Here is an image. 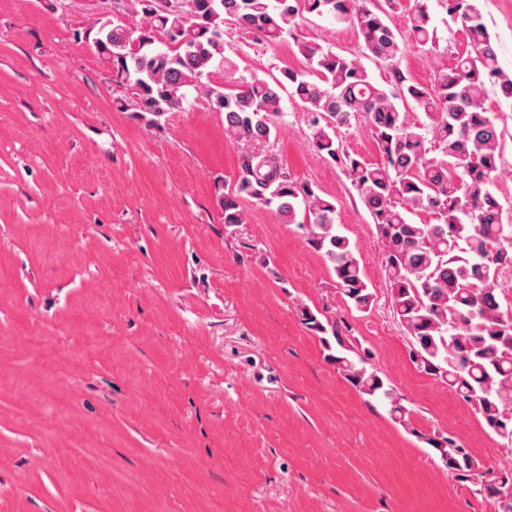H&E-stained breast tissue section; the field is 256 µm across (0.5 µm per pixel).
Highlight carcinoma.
Masks as SVG:
<instances>
[{"label":"carcinoma","instance_id":"1","mask_svg":"<svg viewBox=\"0 0 512 512\" xmlns=\"http://www.w3.org/2000/svg\"><path fill=\"white\" fill-rule=\"evenodd\" d=\"M460 26L471 51L421 84L392 70V88L378 85L363 57L391 63L403 46L388 24L398 0L370 8L366 0H113L115 13L84 32L116 78L131 91L120 108L148 127L184 108L194 92L224 113V133L239 147L238 175L219 196L224 224L247 223L239 200L274 207L283 224L308 225V241L331 264L336 286L359 312L374 301L347 236L336 227V204L311 184L290 176L266 151L279 130L281 92L304 104L303 120L316 155L343 168L369 210L384 248V276L394 316L411 337L421 367L476 407L486 426L512 450V320L502 310L499 271L512 268V219L494 192L501 173V131L485 107L487 86L512 101V75L499 65L477 0H438ZM306 14L329 16L358 30L360 53L344 55L300 41ZM270 42L296 41L305 70L286 68L269 82L258 76L237 83L238 65L224 50V24ZM407 24L415 42L433 41L428 0H414ZM165 41H160V38ZM224 71V83L211 75ZM410 101L432 118L408 121L399 103ZM362 117L371 128L380 161L345 152L338 132ZM436 154L429 155L427 141ZM435 215L418 224L410 216ZM302 324L321 336L327 359L361 393L388 402L389 414L408 423L409 411L367 359L354 350L351 328L307 307ZM448 471L478 480L512 512L501 494L512 475L481 466L456 441L424 438Z\"/></svg>","mask_w":512,"mask_h":512}]
</instances>
